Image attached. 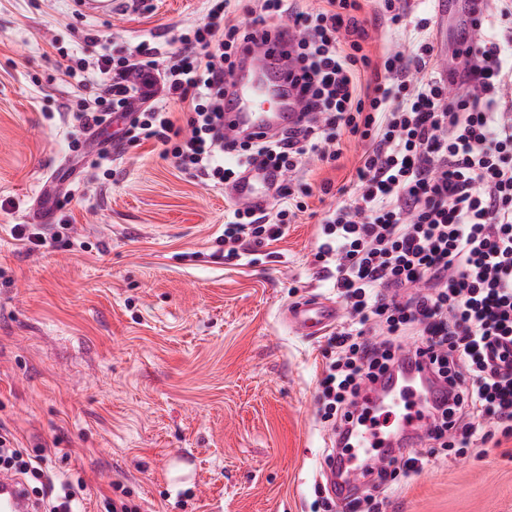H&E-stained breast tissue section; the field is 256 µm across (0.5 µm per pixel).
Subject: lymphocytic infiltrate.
I'll return each instance as SVG.
<instances>
[{
    "label": "lymphocytic infiltrate",
    "instance_id": "lymphocytic-infiltrate-1",
    "mask_svg": "<svg viewBox=\"0 0 512 512\" xmlns=\"http://www.w3.org/2000/svg\"><path fill=\"white\" fill-rule=\"evenodd\" d=\"M480 2V37L447 80L426 72L431 23L413 18L410 0L379 8L392 26L412 25L417 51H389L379 63L364 49L361 0H322L313 12L297 0H254L253 26L291 21L277 34L294 46L292 83L303 101L296 126L263 142L224 141V85L250 37L225 22L229 0L163 43L117 50L108 35L85 32L99 53L68 69L79 90L75 153L83 135L157 85L162 101L135 110V139L162 145L177 168L206 183H227L258 161L286 173L306 155L335 164L345 132L365 142L354 176L322 187L341 200L318 228V274L349 315L328 337L321 419L336 439L352 419L367 421L358 410L363 386L419 357L445 394L428 407L426 447L379 467L373 492L352 500L351 512H382L381 493L398 471L419 472L428 456L465 454L494 429L512 434V0ZM174 103L186 110V126L176 125ZM309 194L306 184L283 193L273 214L229 209L224 259L281 239Z\"/></svg>",
    "mask_w": 512,
    "mask_h": 512
}]
</instances>
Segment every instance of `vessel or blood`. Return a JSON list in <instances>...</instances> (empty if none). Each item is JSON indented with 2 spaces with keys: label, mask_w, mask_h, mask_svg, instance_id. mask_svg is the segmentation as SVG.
<instances>
[{
  "label": "vessel or blood",
  "mask_w": 512,
  "mask_h": 512,
  "mask_svg": "<svg viewBox=\"0 0 512 512\" xmlns=\"http://www.w3.org/2000/svg\"><path fill=\"white\" fill-rule=\"evenodd\" d=\"M296 69V55L287 39L243 42L234 73L226 84L225 138H274L293 125L301 109L299 90L289 80ZM278 181L272 167L254 164L228 187L227 193L235 201L260 208ZM336 318L335 302L317 296L292 305L285 316L288 325L306 336L332 327ZM360 482L357 470L343 464L340 475L330 485V493L340 501H350ZM0 512H27L26 500L12 482L0 483Z\"/></svg>",
  "instance_id": "1"
}]
</instances>
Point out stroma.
I'll return each mask as SVG.
<instances>
[{
    "mask_svg": "<svg viewBox=\"0 0 512 512\" xmlns=\"http://www.w3.org/2000/svg\"><path fill=\"white\" fill-rule=\"evenodd\" d=\"M205 0H118L112 17L76 0H0V426L76 490V512H314L329 443L317 416L326 336L296 334L283 311L333 298L314 261L316 226L364 145L348 137L337 166L303 159L291 183L312 188L285 236L222 257L223 187L182 172L154 142H128L118 121L75 159L73 28L120 45L165 42L198 23ZM374 62L412 52L409 33L364 8ZM64 209L28 213L62 165ZM63 238L15 240L11 227ZM386 512H512V437L488 453L435 455Z\"/></svg>",
    "mask_w": 512,
    "mask_h": 512,
    "instance_id": "obj_1",
    "label": "stroma"
}]
</instances>
